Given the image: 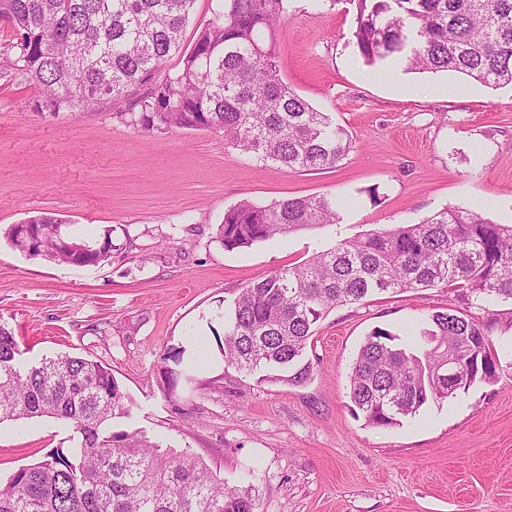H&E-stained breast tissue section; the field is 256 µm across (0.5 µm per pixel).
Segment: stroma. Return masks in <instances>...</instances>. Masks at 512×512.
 Instances as JSON below:
<instances>
[{
    "instance_id": "35a3bbf8",
    "label": "stroma",
    "mask_w": 512,
    "mask_h": 512,
    "mask_svg": "<svg viewBox=\"0 0 512 512\" xmlns=\"http://www.w3.org/2000/svg\"><path fill=\"white\" fill-rule=\"evenodd\" d=\"M356 16L354 0H291L277 29L282 80L352 142L324 170L256 163L209 131H146L120 119L122 98L46 112L33 84L1 75L0 325L23 364L69 353L111 367L129 396L113 430L144 431L228 484L258 488L261 512H512V300L434 288L333 310L316 325L300 385L222 356L225 300L271 270L447 206L512 224V88L391 61L375 77ZM316 195L353 204L339 224L280 243L227 251L217 239L240 201ZM41 214L85 240L112 228L111 258L77 267L13 249L5 230ZM437 308L487 330L495 379L400 425L366 424L347 396L360 347L378 329L407 341ZM72 433L47 417L0 423V481L69 447Z\"/></svg>"
}]
</instances>
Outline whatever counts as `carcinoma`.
Returning <instances> with one entry per match:
<instances>
[{
	"instance_id": "cac0c4a2",
	"label": "carcinoma",
	"mask_w": 512,
	"mask_h": 512,
	"mask_svg": "<svg viewBox=\"0 0 512 512\" xmlns=\"http://www.w3.org/2000/svg\"><path fill=\"white\" fill-rule=\"evenodd\" d=\"M289 2L224 0L184 49L195 0H0V18L12 29L0 55L11 77L35 84L52 112L126 97L121 118L145 130L218 133L287 172L334 167L351 147L348 135L279 75L274 34ZM354 38L369 65L394 58L407 71L512 85V0H357ZM175 53L180 69L155 80ZM343 206L324 196L242 200L224 211L219 241L232 251L336 224ZM62 224L36 215L5 236L12 248L53 263L82 267L111 257L112 228L90 245L64 234ZM432 288L512 300V225L444 207L418 224L343 239L271 271L224 304V361L304 383L311 369L303 355L326 313L375 293ZM411 336L399 344L379 329L352 364L348 395L371 426H396L448 398L439 372L450 360L473 379L495 376L488 336L461 312L435 310ZM20 354L0 326V423L62 420L72 426V447L0 482V512H261L254 489L228 486L193 454L164 449L137 430H108L129 415L112 368L66 353L23 366Z\"/></svg>"
}]
</instances>
